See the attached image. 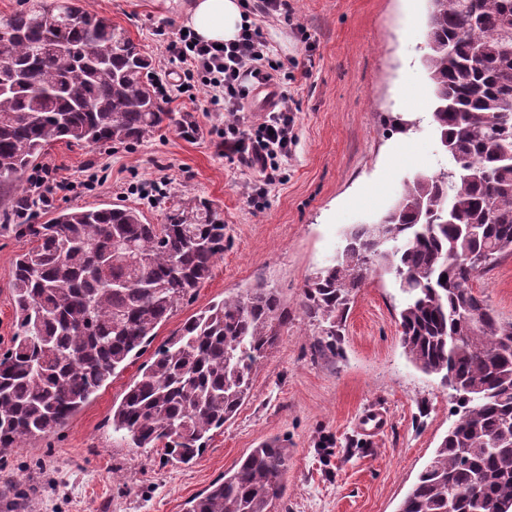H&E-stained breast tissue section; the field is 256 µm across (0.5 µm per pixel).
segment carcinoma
Here are the masks:
<instances>
[{
    "mask_svg": "<svg viewBox=\"0 0 512 512\" xmlns=\"http://www.w3.org/2000/svg\"><path fill=\"white\" fill-rule=\"evenodd\" d=\"M65 2L70 23H56L55 0L7 20L5 55L27 73L0 93L4 193L57 141L138 142L166 121L197 134L190 115L165 111L139 45L84 0ZM423 50L447 163L345 232L306 284L302 309L323 326L316 346L332 352L359 288L379 271L393 276L404 352L448 385L456 416L398 512H512V322L472 286L512 254V0H435ZM16 229L31 247L14 264L16 335L0 352L1 453L64 426L143 354L224 253V221L197 198L173 204L163 224L112 204ZM469 256L481 262L461 266ZM288 319L280 293L261 284L188 318L112 406V431L135 449L162 443L193 461L250 397ZM292 453L280 439L250 449L186 512H278Z\"/></svg>",
    "mask_w": 512,
    "mask_h": 512,
    "instance_id": "carcinoma-1",
    "label": "carcinoma"
}]
</instances>
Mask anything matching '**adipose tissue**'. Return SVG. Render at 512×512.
<instances>
[{"mask_svg":"<svg viewBox=\"0 0 512 512\" xmlns=\"http://www.w3.org/2000/svg\"><path fill=\"white\" fill-rule=\"evenodd\" d=\"M182 21L198 39L221 43L236 38L243 11L239 0H189Z\"/></svg>","mask_w":512,"mask_h":512,"instance_id":"adipose-tissue-1","label":"adipose tissue"}]
</instances>
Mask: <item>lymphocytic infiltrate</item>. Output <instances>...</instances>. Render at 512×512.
Returning <instances> with one entry per match:
<instances>
[{
	"instance_id": "1",
	"label": "lymphocytic infiltrate",
	"mask_w": 512,
	"mask_h": 512,
	"mask_svg": "<svg viewBox=\"0 0 512 512\" xmlns=\"http://www.w3.org/2000/svg\"><path fill=\"white\" fill-rule=\"evenodd\" d=\"M242 2L247 20L234 41L217 46L191 33L164 36L167 63L156 75V88L163 99L174 100L202 86L214 111L233 113L216 149L254 173L251 193L261 197L281 181L297 141L291 115L293 95L279 83L283 64L274 59L261 23L272 20L290 26L294 14L288 0ZM261 87L272 88L274 102L256 120L246 113L243 102Z\"/></svg>"
}]
</instances>
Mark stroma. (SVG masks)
I'll return each mask as SVG.
<instances>
[{"label":"stroma","instance_id":"obj_1","mask_svg":"<svg viewBox=\"0 0 512 512\" xmlns=\"http://www.w3.org/2000/svg\"><path fill=\"white\" fill-rule=\"evenodd\" d=\"M288 2L303 31L272 24L264 34L275 59L289 64L298 142L267 195L248 202L251 173L216 152L224 115L212 111L200 87L193 98L165 105L194 115L195 137L166 124L130 145H51L42 161L55 166L58 179L87 174L91 181L59 191L31 217L40 224L57 209L116 202L160 224L173 198L212 202L224 219V253L156 339L224 296L259 283L277 289L290 320L259 366L249 400L192 463L167 459L158 448H131L112 430V407L138 374L142 361L134 359L66 425L0 453V512H183L188 499L273 437L293 450L280 512H396L447 433L448 391L403 352V294L391 275L371 277L358 291L339 354L315 351L317 325L300 308L308 278L335 256L344 230L379 216L404 180L443 161L421 64L428 0ZM86 6L123 28L156 69L164 58L157 29L174 33L182 25L178 6L163 0ZM398 113L419 120L418 131H391L387 118ZM160 178L167 182L162 199H142L137 186ZM15 210L0 199V350L16 331L13 263L29 247L15 229ZM473 288L500 319L512 321V256L479 274ZM371 407L390 416L372 443L354 430Z\"/></svg>","mask_w":512,"mask_h":512}]
</instances>
